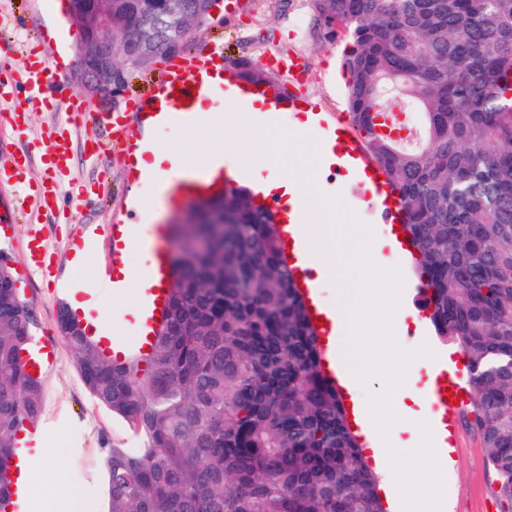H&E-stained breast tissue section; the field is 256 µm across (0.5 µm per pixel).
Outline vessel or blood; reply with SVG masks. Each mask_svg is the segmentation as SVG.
I'll list each match as a JSON object with an SVG mask.
<instances>
[{"label":"vessel or blood","mask_w":512,"mask_h":512,"mask_svg":"<svg viewBox=\"0 0 512 512\" xmlns=\"http://www.w3.org/2000/svg\"><path fill=\"white\" fill-rule=\"evenodd\" d=\"M224 65V55L215 50L206 54H188L176 58L168 67L167 74L156 94L136 102L135 107L147 122L148 131L179 125L190 127L195 124L198 114L195 104L211 98H225L227 85L218 86L209 83L208 78ZM28 95L24 100L14 98L11 84L0 81V100L12 103V120L26 118L29 112L50 105L51 62L34 50L26 51L22 64ZM264 99L272 118H280L283 113L303 111L306 101L295 94L279 95L270 93L267 87L247 85L241 87L235 99V105L241 111H249L252 99ZM66 110L68 120L54 127L43 143L39 158L50 172L43 180L32 198L41 209L54 210L60 195V178L72 171V128L86 111V105L79 94H72ZM314 140L323 146L334 149L336 160L329 166L330 171L342 177L344 187L368 203L381 223L386 224L397 247L411 251L412 246L402 239L399 230L403 223V207L398 194L382 179L381 168L372 160L365 148L362 137L344 120L325 112H318L317 120L311 132ZM30 165L29 156L13 157L8 164L0 165V182L7 181L25 186ZM140 222L138 210H131L124 218L112 226V274L109 278L112 286H119L124 277V256L128 247L125 233ZM304 217L302 212L284 211L280 214L281 241L287 259L292 262L296 282L303 296L307 314L317 323V332L323 345H330L336 334V320L322 301L317 260L308 248L302 233ZM139 247L148 252L144 271V285L140 300L134 312V345L147 346L152 342L159 325L157 317L162 314L163 303L168 299L170 269L168 256L171 251L170 240L164 227H154L150 236L138 239ZM423 409L430 418V434L434 447L447 448L448 435L453 429L452 422L459 411L458 405L448 401L442 388L425 393Z\"/></svg>","instance_id":"vessel-or-blood-1"}]
</instances>
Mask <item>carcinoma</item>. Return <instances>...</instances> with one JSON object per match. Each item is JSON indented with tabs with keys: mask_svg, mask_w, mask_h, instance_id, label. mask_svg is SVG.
<instances>
[{
	"mask_svg": "<svg viewBox=\"0 0 512 512\" xmlns=\"http://www.w3.org/2000/svg\"><path fill=\"white\" fill-rule=\"evenodd\" d=\"M351 45L350 125L398 192L439 336L465 360L470 424L512 512V0H312ZM163 0H112L113 53L133 55ZM419 111L408 149L375 132ZM208 251L180 250L164 324L116 358L63 337L91 397L138 448L104 449L109 512H386L320 339L283 256L275 214L240 187L211 203ZM0 254V512L18 434L42 412L22 363L31 337Z\"/></svg>",
	"mask_w": 512,
	"mask_h": 512,
	"instance_id": "cac0c4a2",
	"label": "carcinoma"
}]
</instances>
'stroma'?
I'll use <instances>...</instances> for the list:
<instances>
[{
    "label": "stroma",
    "instance_id": "obj_1",
    "mask_svg": "<svg viewBox=\"0 0 512 512\" xmlns=\"http://www.w3.org/2000/svg\"><path fill=\"white\" fill-rule=\"evenodd\" d=\"M78 29L71 24L66 8L57 0H0V62L20 58L26 46H33L44 56L66 57L52 79L55 101H64L75 92L78 75L76 45ZM347 40L344 35L326 34L319 23L310 0H237L229 9L220 11L216 21L197 31L189 45L193 51H209L219 47L227 63L242 59L253 65L266 66L271 57L293 55L306 60L307 68L300 75H287L289 87L317 103L334 116H346V73L342 66ZM166 60H159L152 69L133 72L120 107L126 111L130 136L141 133L134 101L148 96L164 76ZM212 113L198 137H189L185 130L169 126L155 131L160 146L169 148L183 162H191L206 151L214 140L251 143L268 128L266 116L244 122L237 109L223 101H211ZM7 103L0 101V163L9 153L34 154L49 129L65 114L56 110L29 113L26 131L17 134L5 113ZM107 115L93 109L88 128L72 132L73 156L70 178L64 179L57 208L44 212L29 207L25 192L11 184H0V207L8 214V222L0 227V250L12 259L14 275L33 321V341L50 340L53 358L41 373L43 409L33 433L46 437L51 446L59 448L58 467L64 486L89 503L93 512H107L108 492L102 463L105 448L117 444L125 448L139 447L123 419L99 406L85 388L76 369L75 356L64 341L59 328V309L65 296L58 288L60 279L72 273L73 262L69 244L85 224H110L123 218L132 205L133 185L120 143L111 142L105 126ZM280 136L270 153V163L285 176H312L316 191L304 204L309 212L308 235L324 233L327 213H334L335 233L328 249L335 255L350 289L351 300H358L359 272L351 259L363 238L380 246L376 254L378 266L399 269L405 282L416 281L413 263H400L390 247L384 246L385 225L370 215L365 205L342 192H327L329 172L313 166L311 149L305 148L292 135L293 118L284 115L277 124ZM93 134L104 147L94 157H87L83 140ZM40 237L46 245L41 264L30 259L28 243ZM112 256V239L102 233L96 249L81 269V276L94 285L88 313L94 318H111L115 336L127 341L134 334L132 316L137 294L135 287L118 291L97 287L100 268ZM454 465L448 473L449 512H503L505 505L496 495V475L481 446L480 438L465 417L454 420Z\"/></svg>",
    "mask_w": 512,
    "mask_h": 512
}]
</instances>
